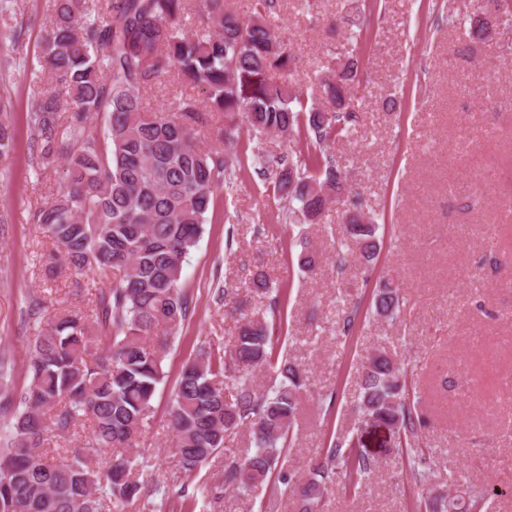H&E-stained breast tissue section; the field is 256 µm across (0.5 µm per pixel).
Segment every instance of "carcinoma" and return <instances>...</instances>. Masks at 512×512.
<instances>
[{
  "label": "carcinoma",
  "mask_w": 512,
  "mask_h": 512,
  "mask_svg": "<svg viewBox=\"0 0 512 512\" xmlns=\"http://www.w3.org/2000/svg\"><path fill=\"white\" fill-rule=\"evenodd\" d=\"M48 28L37 59L50 86L34 81L28 106L37 156L49 164L65 156L59 194L32 214L33 223L64 251L67 268L95 271L100 290L95 318L62 314L33 336L27 390L6 396L14 422L0 435V512H126L136 498L167 505L205 491L219 499L242 493L272 475L296 497L299 512H321L324 491L336 477L357 490L375 461L360 440L337 438L310 460L309 475L285 466L305 370L281 354L283 306L263 269L242 283L266 312L243 313L239 288H224L228 314L243 321L231 344L205 341L182 367L170 427L176 466L190 475L224 450V437L246 428L252 447L224 458V483L211 489L142 478L137 438L147 424L157 387L165 379L169 337L186 320L190 300L182 288L183 265L203 232L206 213L226 175L250 154L267 196L287 205L300 224H318L339 202L343 235L370 262L378 249L375 218L353 208L357 188L328 152L359 125L356 84L362 68L363 26L351 31L335 56L317 67V90H290L296 56L269 17L277 0H252L240 16L224 0H202L192 30L183 15L189 0H51ZM499 24L512 27V0H492ZM23 33L9 0H0V50ZM202 90L209 124L195 95L182 92L168 108L149 111L145 94L171 71ZM103 114L104 126L87 116ZM267 136L296 144L282 156L252 145ZM240 152L228 156L224 146ZM374 315L401 320L405 301L391 281L373 294ZM360 303L336 297V332L351 333ZM107 352H98V344ZM263 370L269 385L253 387ZM358 410L397 429L398 449L410 473L427 485V448L411 439L424 427L409 403L407 370L384 347L363 363ZM89 424L88 447L58 461L44 451L48 433L68 436ZM103 460L93 465L92 458ZM497 494L471 486L465 495L422 498L425 512H483Z\"/></svg>",
  "instance_id": "carcinoma-1"
}]
</instances>
